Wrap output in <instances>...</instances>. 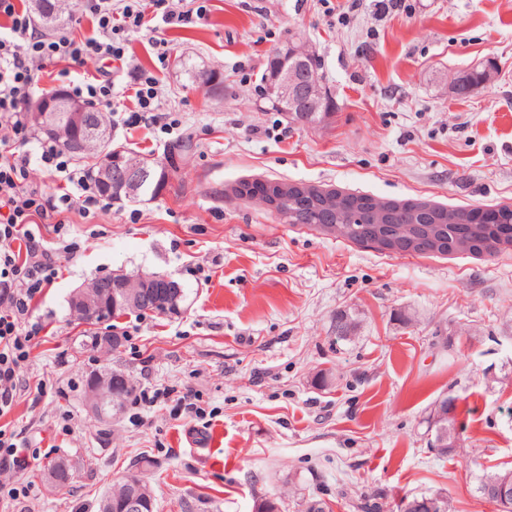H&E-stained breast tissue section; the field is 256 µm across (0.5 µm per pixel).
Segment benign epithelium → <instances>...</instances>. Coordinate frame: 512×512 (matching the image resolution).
Listing matches in <instances>:
<instances>
[{
    "instance_id": "benign-epithelium-1",
    "label": "benign epithelium",
    "mask_w": 512,
    "mask_h": 512,
    "mask_svg": "<svg viewBox=\"0 0 512 512\" xmlns=\"http://www.w3.org/2000/svg\"><path fill=\"white\" fill-rule=\"evenodd\" d=\"M316 76L302 64H294L282 71L273 92L281 99L302 103L308 111L315 112L320 100L315 89ZM37 122L50 136L66 143L73 152L79 154L85 145L94 142L106 151L111 144L110 132L107 126L100 123L89 125L85 107L80 103L69 102L63 94L56 93L35 105ZM150 172L139 164L123 163L110 157L106 158L98 172V179L106 196L118 192L127 199H136ZM299 192L303 195L320 194L319 207L336 214V223L329 226V233L346 235L351 225L346 217V206L343 195L332 190L319 189L312 185L299 183L280 184L267 195L252 194L249 199H258L263 204L274 209L277 205L288 201V193ZM367 207L373 214V230L376 233L375 245L383 250L398 254L409 255L418 253L422 241L431 243L436 250L443 243V230L459 223L458 214L448 209L443 212L437 224L419 226V231L411 232L410 224L391 223L394 211L400 209L397 200L370 198ZM448 248L457 252H475L478 250V240L470 236L455 235L448 239ZM126 287L125 279L116 277L107 282V287L98 288L89 283L76 290L70 298L73 308L78 312L81 321L93 325L103 315L105 293L114 288ZM143 295L153 298L166 314L181 312L178 300L181 296L178 281L171 277L157 280L151 276L141 279ZM118 377L112 372H93L88 378L87 393L92 410L99 416L107 413V408L121 399L118 389ZM501 512L512 508V479H504L489 498ZM122 512H153L150 498L132 491L120 502ZM399 512H442L440 499H403L399 504Z\"/></svg>"
}]
</instances>
